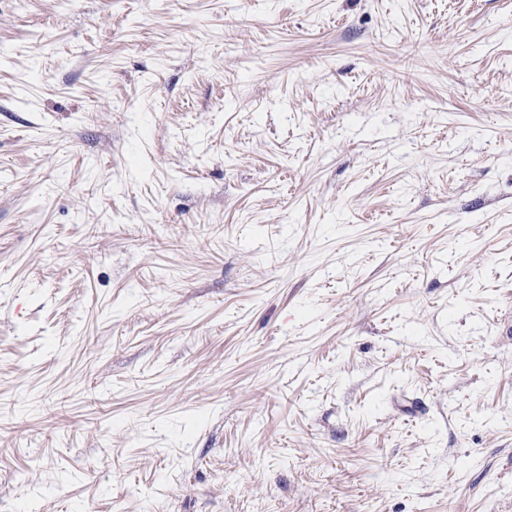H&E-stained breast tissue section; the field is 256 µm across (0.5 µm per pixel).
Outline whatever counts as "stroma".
I'll use <instances>...</instances> for the list:
<instances>
[{
	"instance_id": "1",
	"label": "stroma",
	"mask_w": 512,
	"mask_h": 512,
	"mask_svg": "<svg viewBox=\"0 0 512 512\" xmlns=\"http://www.w3.org/2000/svg\"><path fill=\"white\" fill-rule=\"evenodd\" d=\"M0 48V512H512V0Z\"/></svg>"
}]
</instances>
